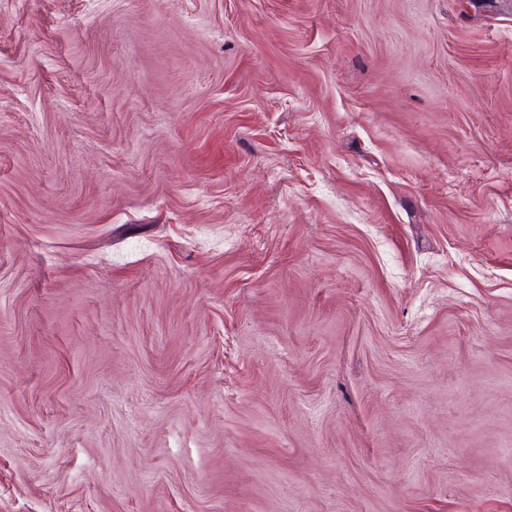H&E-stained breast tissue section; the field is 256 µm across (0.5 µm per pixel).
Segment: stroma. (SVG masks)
<instances>
[{
    "label": "stroma",
    "mask_w": 512,
    "mask_h": 512,
    "mask_svg": "<svg viewBox=\"0 0 512 512\" xmlns=\"http://www.w3.org/2000/svg\"><path fill=\"white\" fill-rule=\"evenodd\" d=\"M0 512H512V0H0Z\"/></svg>",
    "instance_id": "obj_1"
}]
</instances>
